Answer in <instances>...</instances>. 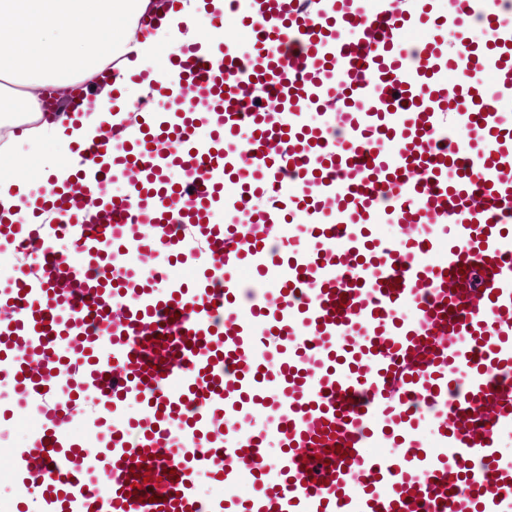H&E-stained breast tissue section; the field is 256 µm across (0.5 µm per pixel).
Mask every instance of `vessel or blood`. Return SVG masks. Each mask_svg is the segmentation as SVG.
<instances>
[{
  "mask_svg": "<svg viewBox=\"0 0 512 512\" xmlns=\"http://www.w3.org/2000/svg\"><path fill=\"white\" fill-rule=\"evenodd\" d=\"M230 16L250 30L248 49L224 45L230 80L193 46L171 55L192 88L221 96L216 121L166 112L78 171L87 184L160 181L153 222L119 223L148 207L134 189L5 233L32 261L0 291V354L39 425L32 444L9 449L11 469L38 490L37 512H227V499H201L204 471L228 489L252 481L242 512H512V464L498 454L512 427V26L486 0H448L442 13L436 0H235ZM432 18L437 34L406 60L405 35ZM475 28L468 70L492 74L490 97L444 78L443 41ZM251 84L278 111L242 109ZM331 99L337 111L306 121ZM244 127L245 147L232 145ZM183 165L200 178L166 184ZM381 222L400 236L370 238ZM428 223L453 233H416ZM61 235L76 256L50 250ZM116 243L200 273L191 285L107 286L96 268ZM245 268L274 289L244 310ZM85 398L104 431L91 455L68 431ZM421 405L442 452L416 439ZM271 411V434L248 430ZM271 435L281 450L269 459ZM386 443L394 453L372 454ZM451 448L461 485L448 481Z\"/></svg>",
  "mask_w": 512,
  "mask_h": 512,
  "instance_id": "obj_1",
  "label": "vessel or blood"
}]
</instances>
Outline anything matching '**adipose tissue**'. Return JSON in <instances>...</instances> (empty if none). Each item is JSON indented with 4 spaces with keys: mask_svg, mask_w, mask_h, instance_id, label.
Returning a JSON list of instances; mask_svg holds the SVG:
<instances>
[{
    "mask_svg": "<svg viewBox=\"0 0 512 512\" xmlns=\"http://www.w3.org/2000/svg\"><path fill=\"white\" fill-rule=\"evenodd\" d=\"M225 0H180L178 11L156 0H0V112L20 116L24 130L0 143V223L59 221L50 195L38 182L21 177L23 145L58 141L89 145L102 123L112 125L120 141L135 137L158 111L148 85H138L134 99L147 100L146 111L122 107L110 111L114 89L133 73L153 67L163 43L192 44L200 55L220 57V44L207 27L209 15L224 11ZM94 81L93 98L76 92ZM73 88L74 93L51 118L41 109L44 88ZM96 110H89V102Z\"/></svg>",
    "mask_w": 512,
    "mask_h": 512,
    "instance_id": "1",
    "label": "adipose tissue"
}]
</instances>
